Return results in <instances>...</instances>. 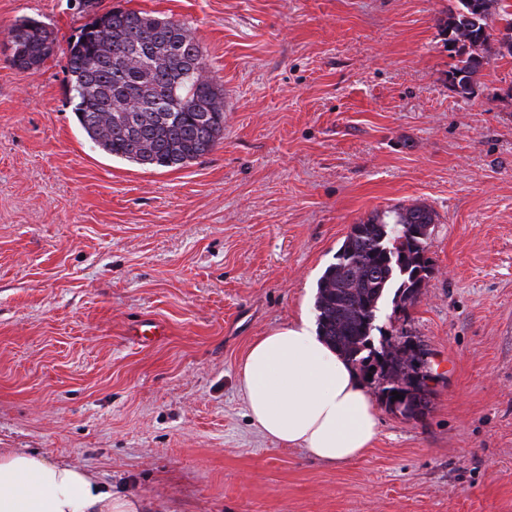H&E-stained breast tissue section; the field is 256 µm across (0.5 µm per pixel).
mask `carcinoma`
<instances>
[{
	"label": "carcinoma",
	"mask_w": 512,
	"mask_h": 512,
	"mask_svg": "<svg viewBox=\"0 0 512 512\" xmlns=\"http://www.w3.org/2000/svg\"><path fill=\"white\" fill-rule=\"evenodd\" d=\"M438 20L456 62L448 83L472 93L481 51L494 41L512 56V12L506 0H456ZM9 43L40 67L53 51L46 27L24 19ZM69 92L82 130L106 153L142 166L180 168L207 154L224 134V94L207 75L203 51L185 24L114 7L94 15L68 47ZM435 214L424 204L395 206L352 225L336 262L320 277L318 331L363 378L378 383L387 407L392 392L426 410L418 379L425 361L409 343L374 346L380 305L390 289L415 301L431 273L424 258Z\"/></svg>",
	"instance_id": "obj_1"
}]
</instances>
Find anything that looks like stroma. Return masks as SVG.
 Wrapping results in <instances>:
<instances>
[{"mask_svg": "<svg viewBox=\"0 0 512 512\" xmlns=\"http://www.w3.org/2000/svg\"><path fill=\"white\" fill-rule=\"evenodd\" d=\"M454 0H0V451L85 469L151 512H512V57L448 85ZM191 29L224 136L178 168L97 147L68 45L112 7ZM54 52L17 69L9 30ZM423 203L432 272L375 343L427 350L428 414L313 460L251 423V342L315 318L352 224ZM41 22L24 19L14 24L10 29L9 43L20 49V55L28 57L29 62L17 65L12 56L13 65L20 70H30L40 67L50 57L53 51V41L50 33Z\"/></svg>", "mask_w": 512, "mask_h": 512, "instance_id": "1", "label": "stroma"}]
</instances>
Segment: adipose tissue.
Returning a JSON list of instances; mask_svg holds the SVG:
<instances>
[{
	"instance_id": "ef3b65f1",
	"label": "adipose tissue",
	"mask_w": 512,
	"mask_h": 512,
	"mask_svg": "<svg viewBox=\"0 0 512 512\" xmlns=\"http://www.w3.org/2000/svg\"><path fill=\"white\" fill-rule=\"evenodd\" d=\"M248 416L266 438L326 463L364 454L379 434L356 372L300 322L259 337L241 362ZM94 474L31 453L0 452V512H142Z\"/></svg>"
}]
</instances>
